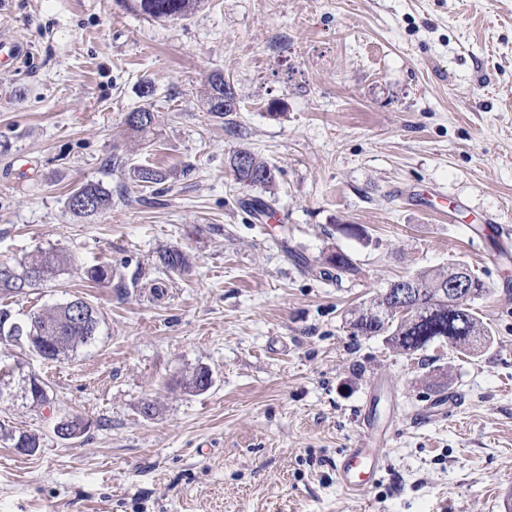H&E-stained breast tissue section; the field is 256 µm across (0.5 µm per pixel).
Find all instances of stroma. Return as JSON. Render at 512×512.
I'll use <instances>...</instances> for the list:
<instances>
[{
  "label": "stroma",
  "instance_id": "35a3bbf8",
  "mask_svg": "<svg viewBox=\"0 0 512 512\" xmlns=\"http://www.w3.org/2000/svg\"><path fill=\"white\" fill-rule=\"evenodd\" d=\"M0 32L27 48L0 68V261L75 260L0 306L77 296L102 318L74 359L27 357L50 405H0L43 437L32 455L0 443V512H512V257L495 229L512 226V0H203L178 20L0 0ZM216 73L237 94L229 125L201 104ZM146 101L157 124L133 134ZM241 146L276 168L272 191L236 181ZM115 153L171 176L124 183ZM97 182L111 210L73 216L69 193ZM270 196L275 217L253 223L247 203ZM171 246L183 273L159 265ZM336 248L357 276L325 264ZM102 260L111 282L87 280ZM452 263L490 290L484 355L353 335L392 281ZM199 367L211 387L184 391ZM448 392L457 409L436 411ZM71 413L90 428L60 439ZM363 417L385 462L353 494L333 468Z\"/></svg>",
  "mask_w": 512,
  "mask_h": 512
}]
</instances>
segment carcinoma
Masks as SVG:
<instances>
[{
    "label": "carcinoma",
    "instance_id": "obj_1",
    "mask_svg": "<svg viewBox=\"0 0 512 512\" xmlns=\"http://www.w3.org/2000/svg\"><path fill=\"white\" fill-rule=\"evenodd\" d=\"M126 8L156 20H174L192 13L202 0H119ZM203 106L212 117L224 119L237 111V97L233 85L222 80L216 86L213 80L203 92ZM137 112L151 115L145 124L134 123L124 118L127 129L144 135L154 129L158 115L151 104L137 108ZM230 166L236 180L248 186L269 189L275 182L274 169L247 147L238 148L230 159ZM109 167L120 174H128L131 182L142 187L165 182L170 174L154 165L146 164L126 168L125 161L118 155L109 160ZM68 209L76 216L87 218L104 214L112 209V191L100 183H87L67 198ZM162 268L169 272H180L188 265L186 255L177 247H170L159 255ZM325 263L338 273L354 274L357 268L352 259L343 251H333ZM73 258L54 249L37 250L15 261H0V269L8 268L13 276L25 275L33 267L44 269L46 277L67 269ZM452 268L422 271L413 276L416 283V312L409 317H399L390 312L394 305L392 288L388 287L368 308L362 310L350 322L356 336H381L392 350L412 355L436 343L447 344L452 352L466 357H479L493 343L491 329L483 323L475 311L474 304L482 299L489 289L474 273L467 272L473 287V295L463 304L448 300L445 285ZM113 269L110 262H99L87 269V277L96 283L112 281ZM25 329L14 345L34 354L45 361L62 362L83 347L93 344L99 336L101 318L98 312L85 300L74 297L54 306L48 311H31L23 316ZM29 399L35 405L50 403L49 386L39 374L31 384ZM90 423L75 414L67 417L65 430L68 437L79 438L89 429ZM0 439L13 448H26L33 454L41 447V435L17 431L10 425L0 423Z\"/></svg>",
    "mask_w": 512,
    "mask_h": 512
}]
</instances>
